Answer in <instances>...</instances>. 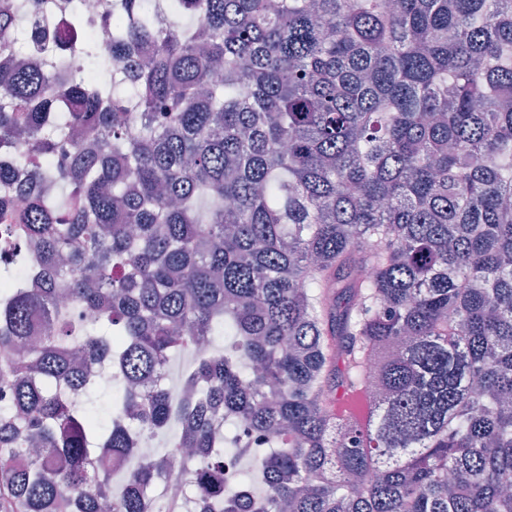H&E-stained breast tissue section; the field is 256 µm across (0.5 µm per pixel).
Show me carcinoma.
I'll list each match as a JSON object with an SVG mask.
<instances>
[{"mask_svg": "<svg viewBox=\"0 0 512 512\" xmlns=\"http://www.w3.org/2000/svg\"><path fill=\"white\" fill-rule=\"evenodd\" d=\"M169 2L0 0V512H512V0Z\"/></svg>", "mask_w": 512, "mask_h": 512, "instance_id": "carcinoma-1", "label": "carcinoma"}]
</instances>
